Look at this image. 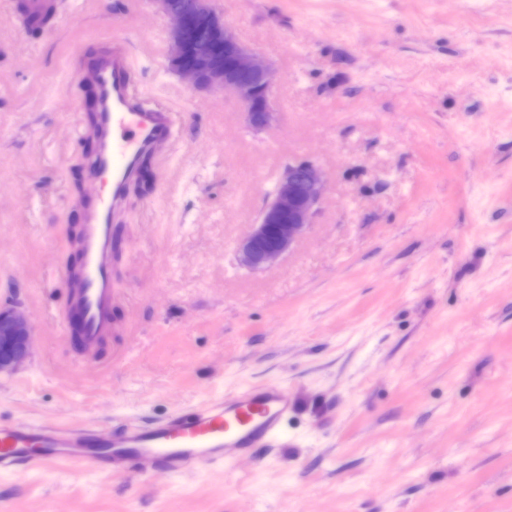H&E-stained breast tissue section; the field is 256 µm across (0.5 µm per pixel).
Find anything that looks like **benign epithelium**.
<instances>
[{
    "label": "benign epithelium",
    "instance_id": "obj_1",
    "mask_svg": "<svg viewBox=\"0 0 512 512\" xmlns=\"http://www.w3.org/2000/svg\"><path fill=\"white\" fill-rule=\"evenodd\" d=\"M171 20L168 61L171 68L197 89L220 88L234 94L251 125L270 119L273 68L237 38L212 5L197 0L176 9L157 0ZM324 190L316 167L308 161L288 164L257 222L239 243L244 266L260 269L291 249L313 223ZM32 345L31 327L17 308H0V373L20 366Z\"/></svg>",
    "mask_w": 512,
    "mask_h": 512
}]
</instances>
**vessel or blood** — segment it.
Instances as JSON below:
<instances>
[{"instance_id":"b4317fda","label":"vessel or blood","mask_w":512,"mask_h":512,"mask_svg":"<svg viewBox=\"0 0 512 512\" xmlns=\"http://www.w3.org/2000/svg\"><path fill=\"white\" fill-rule=\"evenodd\" d=\"M83 75L95 85L98 97L93 123L98 149L91 177H107L108 188L84 212L74 241L79 268L64 270L61 277L68 308L80 315L78 357L94 360L104 336L113 331L116 216L141 158L171 139L175 119L162 106L144 109L120 43L91 56ZM290 408L287 390L267 386L247 389L188 415H173L149 429L126 426L107 436L80 427L0 425V469H49L89 456L97 469L113 473L147 466L157 473L180 475L223 464L232 454L249 453L278 437Z\"/></svg>"}]
</instances>
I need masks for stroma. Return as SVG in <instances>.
I'll list each match as a JSON object with an SVG mask.
<instances>
[{"instance_id": "1", "label": "stroma", "mask_w": 512, "mask_h": 512, "mask_svg": "<svg viewBox=\"0 0 512 512\" xmlns=\"http://www.w3.org/2000/svg\"><path fill=\"white\" fill-rule=\"evenodd\" d=\"M0 0V307L32 347L0 424L147 428L249 387L295 402L256 453L179 476L0 472V512H512V0H213L272 65L273 117L189 87L155 0ZM122 40L174 136L130 182L122 331L76 365L61 273L97 187L85 60ZM325 192L278 262L239 241L284 168Z\"/></svg>"}]
</instances>
